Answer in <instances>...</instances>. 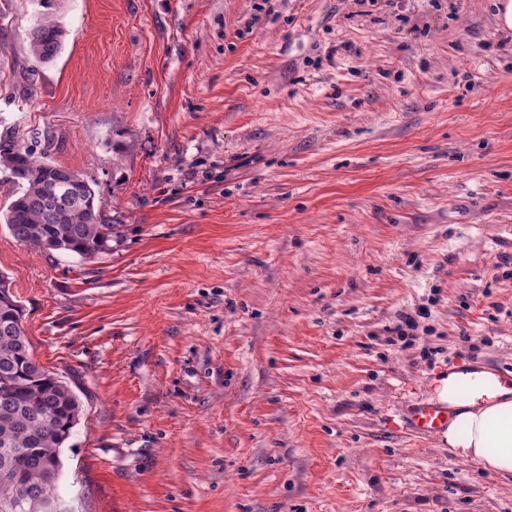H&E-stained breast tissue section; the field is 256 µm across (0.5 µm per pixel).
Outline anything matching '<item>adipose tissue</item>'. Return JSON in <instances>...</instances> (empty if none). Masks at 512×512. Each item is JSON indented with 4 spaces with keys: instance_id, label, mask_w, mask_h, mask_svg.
Listing matches in <instances>:
<instances>
[{
    "instance_id": "1",
    "label": "adipose tissue",
    "mask_w": 512,
    "mask_h": 512,
    "mask_svg": "<svg viewBox=\"0 0 512 512\" xmlns=\"http://www.w3.org/2000/svg\"><path fill=\"white\" fill-rule=\"evenodd\" d=\"M436 402L450 412L442 440L464 459L492 473L512 474V382L483 370L437 379Z\"/></svg>"
}]
</instances>
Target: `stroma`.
Returning a JSON list of instances; mask_svg holds the SVG:
<instances>
[{
    "label": "stroma",
    "instance_id": "1",
    "mask_svg": "<svg viewBox=\"0 0 512 512\" xmlns=\"http://www.w3.org/2000/svg\"><path fill=\"white\" fill-rule=\"evenodd\" d=\"M8 3L0 135L52 136L119 225L81 261L0 223L32 354L82 408L66 512H512V476L404 423L449 370L512 378L494 0ZM64 36L65 31L55 19H36L27 34L31 56L39 62L53 61L62 49Z\"/></svg>",
    "mask_w": 512,
    "mask_h": 512
}]
</instances>
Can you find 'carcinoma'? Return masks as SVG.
<instances>
[{
  "instance_id": "carcinoma-1",
  "label": "carcinoma",
  "mask_w": 512,
  "mask_h": 512,
  "mask_svg": "<svg viewBox=\"0 0 512 512\" xmlns=\"http://www.w3.org/2000/svg\"><path fill=\"white\" fill-rule=\"evenodd\" d=\"M64 36L58 21L36 19L27 34L31 56L54 60ZM53 147L52 137L37 130L0 136V167L10 183L4 224L20 242L90 260L106 250L116 225L83 175L49 159ZM64 184L74 198L66 207L57 198ZM79 415L68 386L34 360L22 305L0 273V512L19 501L24 512H58L60 448Z\"/></svg>"
}]
</instances>
